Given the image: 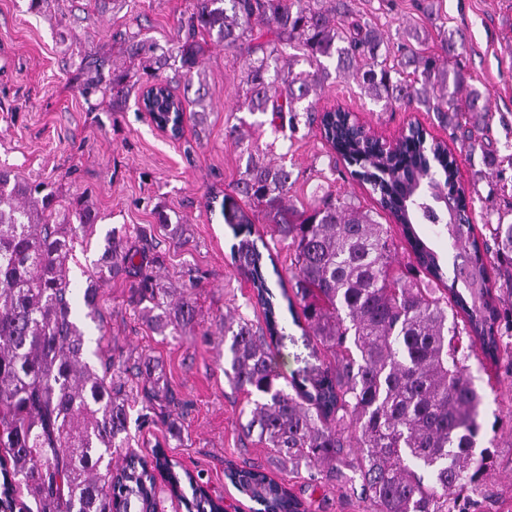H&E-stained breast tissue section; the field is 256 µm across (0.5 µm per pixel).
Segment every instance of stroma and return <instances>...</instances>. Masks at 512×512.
Returning a JSON list of instances; mask_svg holds the SVG:
<instances>
[{
  "mask_svg": "<svg viewBox=\"0 0 512 512\" xmlns=\"http://www.w3.org/2000/svg\"><path fill=\"white\" fill-rule=\"evenodd\" d=\"M192 0H0V167L24 180L53 186L61 203L72 194H87L100 219L89 236H78L69 255V276L82 288L101 255L105 235L119 230L136 237L150 229L148 243L155 257L153 270L165 286L183 289L196 301L200 324L192 336L177 342L155 333L128 302L129 285H101L103 321H84L92 338L100 339L102 354L90 357L92 366L114 361L115 380L124 382L128 399V428L124 449L150 457L152 448L168 455L190 472H203L209 492L223 496L226 512H248L251 501L238 493L226 471L247 464L265 468L284 483L312 512H367L366 503L343 488L318 489L306 475L280 469L257 438L244 437L240 424L247 406L245 394L224 375V344L220 326L226 313L240 309L249 319L262 318L249 303L251 288L231 258L235 243L225 211H250L235 183L239 161L225 137L227 123L238 114L242 99L238 85L242 58L223 44L209 42L194 83L208 88L207 116L196 123L194 103L185 105L184 134L173 141L152 126L132 88L119 111L92 109L81 95L76 66L83 54L122 63L123 44L116 32L138 31L160 46L176 42L178 19ZM364 17L373 19L389 46L399 43L405 27H429L428 54H439V31L461 30L465 45L455 62L489 100L491 116L475 129L474 146L450 140L432 113L389 111L366 97L351 77H330L320 107L342 106L354 112L367 128L394 136L408 124H422L447 141L456 154L464 182L476 183L481 202L473 212L474 233L485 238V212L512 205V167L502 175L489 173L481 148L488 145L500 156H512V0H434V21H427L421 0H356ZM278 152L293 172L289 199L307 205L316 189L348 196L363 209L374 203L368 191L349 174L344 162L334 161L315 126L298 115L295 129L277 140ZM164 206L185 232L175 239L156 225L155 208ZM312 333L287 324L274 349V366L284 378L303 377L328 363ZM154 367L152 379L175 398L155 410L143 407L142 382L136 368ZM496 396L481 407L479 447H492L495 467L485 475L480 496L495 500L498 512H512V381L498 384ZM180 427L172 435V427Z\"/></svg>",
  "mask_w": 512,
  "mask_h": 512,
  "instance_id": "35a3bbf8",
  "label": "stroma"
}]
</instances>
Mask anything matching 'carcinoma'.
Returning <instances> with one entry per match:
<instances>
[{"mask_svg":"<svg viewBox=\"0 0 512 512\" xmlns=\"http://www.w3.org/2000/svg\"><path fill=\"white\" fill-rule=\"evenodd\" d=\"M178 27L181 37L167 49L125 34L121 67L85 55L79 70L95 76L81 90L115 106L137 77L170 95L172 79L163 76L170 61L179 63L177 77L190 79L209 39L244 60L241 91L256 120L239 117L226 129L245 158L235 188L270 226L271 239L288 243L292 275L282 297L293 322L306 323L334 361L280 382L273 349L285 326L266 274L272 248L250 238L252 220L240 213L232 258L263 309L259 324L224 315V375L250 397L243 433L257 434L282 467L306 471L314 485L350 470L347 490L370 512H468L460 492L478 491L491 451L475 452L486 394L472 380L467 347L479 345L484 360L508 365L512 378V308L501 306V297H512V221L497 212L490 242L472 225L451 222L437 199L455 189L452 208L460 211L478 189L461 183L447 144L426 141L419 126L384 150L351 113L318 114L315 106L331 72L351 74L369 99L387 109L422 108L453 138L470 142L472 131L458 117L465 110L474 124L485 122L484 94L462 69L424 52L425 27L406 30L398 63L387 65L381 33L352 0H193ZM462 45L456 32L441 36L450 60ZM301 63L307 68L295 70ZM301 105L399 225L409 264L395 266L389 227L353 200L325 191L302 210L289 204L292 171L271 160L276 142L263 150L253 144L252 129L266 124L277 134L294 125ZM97 221L85 194L61 209L44 182L0 169V447L12 463L3 495L25 490L28 512H159L151 467L195 512H224L203 475L177 470L160 447L150 462L128 453L112 468V449L127 432V399L108 371L100 375L84 361L88 337L75 314L82 306L85 317L102 321L99 285L127 279L129 302L160 336L192 334L197 311L189 294L158 282L146 249L116 231L105 237L86 288L72 287L73 235ZM430 235L448 240L453 263ZM231 474L257 512L310 510L259 466Z\"/></svg>","mask_w":512,"mask_h":512,"instance_id":"carcinoma-1","label":"carcinoma"}]
</instances>
